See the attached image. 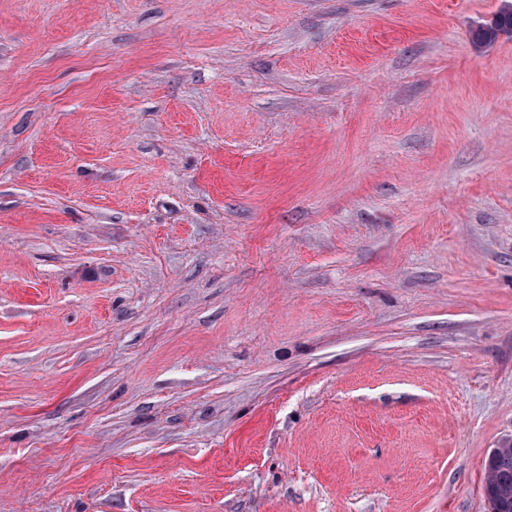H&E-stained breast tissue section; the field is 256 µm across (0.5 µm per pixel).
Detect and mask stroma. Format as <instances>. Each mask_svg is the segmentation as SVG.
<instances>
[{"mask_svg":"<svg viewBox=\"0 0 512 512\" xmlns=\"http://www.w3.org/2000/svg\"><path fill=\"white\" fill-rule=\"evenodd\" d=\"M508 0H0V512H489ZM501 35L512 37V4H505L494 18L487 24L479 26L473 41L479 48L493 44Z\"/></svg>","mask_w":512,"mask_h":512,"instance_id":"35a3bbf8","label":"stroma"}]
</instances>
